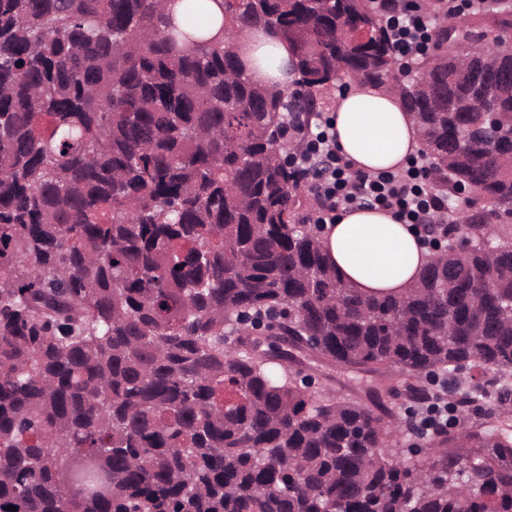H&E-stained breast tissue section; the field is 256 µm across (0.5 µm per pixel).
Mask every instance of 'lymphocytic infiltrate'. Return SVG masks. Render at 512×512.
<instances>
[{"label":"lymphocytic infiltrate","mask_w":512,"mask_h":512,"mask_svg":"<svg viewBox=\"0 0 512 512\" xmlns=\"http://www.w3.org/2000/svg\"><path fill=\"white\" fill-rule=\"evenodd\" d=\"M424 2L375 0L392 50L400 58L412 59L428 51L433 30L457 11V0H440L442 8L435 12L427 10ZM299 166L319 202L317 223H335L338 210L359 208L393 211L418 229L449 221L447 202L422 181L429 170L427 161H411L397 172L351 171L329 123H318L308 132Z\"/></svg>","instance_id":"lymphocytic-infiltrate-1"}]
</instances>
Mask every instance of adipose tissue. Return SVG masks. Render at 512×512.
I'll return each mask as SVG.
<instances>
[{
    "mask_svg": "<svg viewBox=\"0 0 512 512\" xmlns=\"http://www.w3.org/2000/svg\"><path fill=\"white\" fill-rule=\"evenodd\" d=\"M236 48L252 80L279 88L294 81L291 48L268 31L249 32ZM332 131L340 153L364 173L400 170L421 145L400 92L358 80L337 97ZM320 241L344 281L365 295L405 293L430 257L411 226L384 209L344 211L325 226Z\"/></svg>",
    "mask_w": 512,
    "mask_h": 512,
    "instance_id": "ef3b65f1",
    "label": "adipose tissue"
}]
</instances>
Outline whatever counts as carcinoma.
Segmentation results:
<instances>
[{
    "mask_svg": "<svg viewBox=\"0 0 512 512\" xmlns=\"http://www.w3.org/2000/svg\"><path fill=\"white\" fill-rule=\"evenodd\" d=\"M0 0V512H512V20L441 27L397 85L436 178L484 203L365 296L280 163L339 75L397 77L372 0ZM293 48L292 90L236 41ZM405 378L313 393L304 361ZM405 448L384 398L439 404ZM458 448L471 452L460 454ZM245 73L252 80L287 88L295 79L292 50L288 43L264 29H256L236 43Z\"/></svg>",
    "mask_w": 512,
    "mask_h": 512,
    "instance_id": "cac0c4a2",
    "label": "carcinoma"
}]
</instances>
